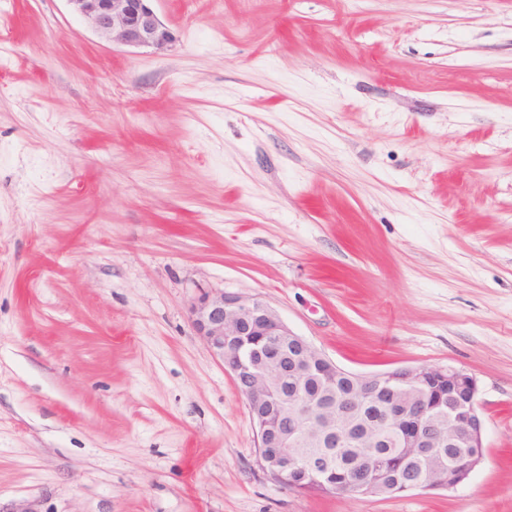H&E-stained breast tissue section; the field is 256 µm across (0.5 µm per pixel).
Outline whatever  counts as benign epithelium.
<instances>
[{"label":"benign epithelium","mask_w":512,"mask_h":512,"mask_svg":"<svg viewBox=\"0 0 512 512\" xmlns=\"http://www.w3.org/2000/svg\"><path fill=\"white\" fill-rule=\"evenodd\" d=\"M102 39L133 48L162 50L174 34L153 9V0H67ZM189 319L214 357L222 361L247 403L257 435L261 468L276 483L295 492L320 484L327 492L364 496L418 490H453L469 478L484 453L485 422L476 378L453 366L400 367L361 375L338 366L324 352L294 332L275 309L257 296L204 292L189 307ZM317 379L333 389L340 379L357 381L358 392L380 404L373 441L396 438L406 458L422 463L419 474L400 478L386 463L371 469L357 456L350 471L358 480L338 486L331 480L334 456L314 455L309 438L328 448L349 440V403L331 395L325 401L290 396L288 373ZM343 423L336 432V422ZM459 449L446 459L445 445Z\"/></svg>","instance_id":"benign-epithelium-1"}]
</instances>
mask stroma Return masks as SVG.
<instances>
[{"instance_id":"1","label":"stroma","mask_w":512,"mask_h":512,"mask_svg":"<svg viewBox=\"0 0 512 512\" xmlns=\"http://www.w3.org/2000/svg\"><path fill=\"white\" fill-rule=\"evenodd\" d=\"M164 51L0 0V512H512V0H156ZM262 297L341 367L454 366L452 491L300 493L197 336Z\"/></svg>"}]
</instances>
